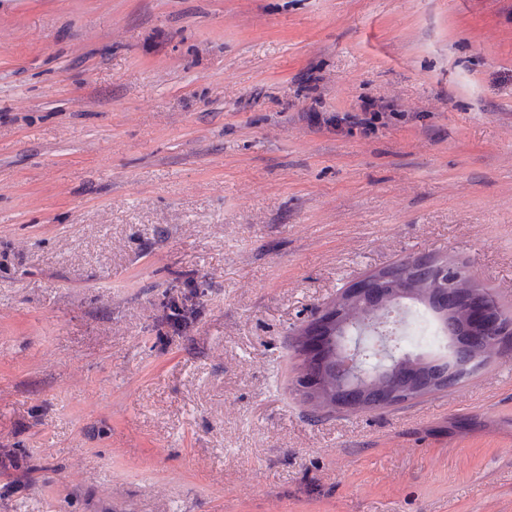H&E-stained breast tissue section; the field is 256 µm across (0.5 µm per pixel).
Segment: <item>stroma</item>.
I'll return each mask as SVG.
<instances>
[{"label": "stroma", "mask_w": 512, "mask_h": 512, "mask_svg": "<svg viewBox=\"0 0 512 512\" xmlns=\"http://www.w3.org/2000/svg\"><path fill=\"white\" fill-rule=\"evenodd\" d=\"M421 255L512 317V0H0V512H512V353L293 388L291 336ZM321 373L323 374L325 382L332 394L328 398H317L314 401H316V403L319 406H322L323 408H328L330 410H336V408H343V402H336V392L341 395H352L353 393L343 390L340 387V385L336 383V373L332 370V368L329 365L324 364L321 368Z\"/></svg>", "instance_id": "stroma-1"}]
</instances>
